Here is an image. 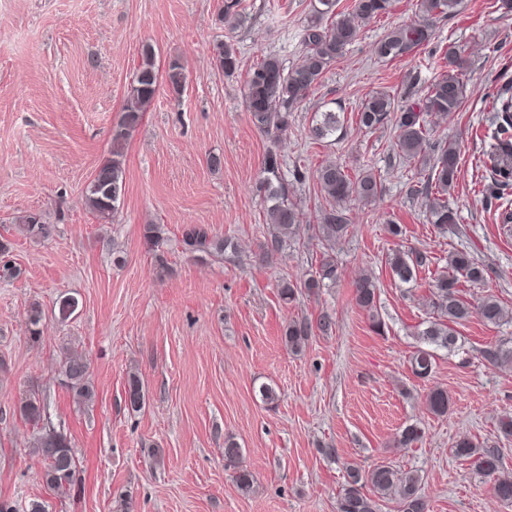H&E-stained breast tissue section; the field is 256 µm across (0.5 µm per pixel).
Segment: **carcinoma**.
I'll return each mask as SVG.
<instances>
[{
    "mask_svg": "<svg viewBox=\"0 0 512 512\" xmlns=\"http://www.w3.org/2000/svg\"><path fill=\"white\" fill-rule=\"evenodd\" d=\"M460 0H419L422 20L389 30L376 44L375 53L380 58L395 59L411 53L414 49L430 43L434 23L448 17L459 6ZM391 0H351L343 12H335L336 0H318L313 15L304 23L301 43L304 47L298 63L287 67L276 55L267 54L247 72L245 108L254 126L266 135L278 136L288 130L292 112L306 96L316 89L327 68L342 57L348 46L360 36L365 25L388 13ZM221 20L240 23L243 13L240 0H224ZM212 52L220 70L227 76L239 71L240 60L230 45L218 41ZM444 71L425 91L410 96L404 105L396 107L391 95L384 91H371L362 100L358 109L359 126L368 130L378 129L393 122L399 156L414 164L419 175L418 184L412 194L422 196L431 223L442 231L456 223L457 214L448 201V194L458 176V144L436 137L428 118L446 117L457 111L466 97L467 84L463 80L465 59L453 44L442 57ZM159 69L155 54L145 48L136 71L133 85L127 92L126 103L118 121L111 131V157L96 168L85 190V204L103 224L111 223L125 189L122 146L138 125L142 114L152 103L159 84ZM182 66L177 61L169 64L168 84L179 93L184 85ZM494 132L490 149L485 155L490 161V173L494 183L499 179L512 178V94L500 92L494 96L492 106ZM344 118L338 112H323L310 129L315 140H325L343 130ZM284 160L274 150L266 152L258 190L265 203L268 241L266 248L278 250L283 242L296 237L299 212L295 203L288 200V191L282 180ZM319 185L329 207L322 211L321 223L313 225L315 236L321 240L325 251L315 274L303 284L313 293L336 283L338 264L334 255L336 241L349 227L345 205L351 198L370 202L382 193V184L375 173L365 170L353 177L346 167L332 159L323 161L315 171ZM23 233L29 238L45 240L52 237L56 227L44 220L37 211H25L14 217ZM143 237L149 250L154 253L158 268L168 270L164 258L165 237L159 224L143 226ZM182 242L190 252L222 255L234 243L228 239L211 235L202 224H187L182 230ZM430 262L427 255L396 250L389 259L393 275L402 283L417 277L420 268ZM470 282L484 279V267L473 256L457 251L448 256L445 270L431 285L430 304L432 320L417 331L422 343L411 359L412 373L420 378L428 377L433 369L435 350H450L457 344L456 327L473 316H478L487 325H500L512 320L509 313L493 295H488L478 304L466 301L457 288V277ZM376 289L371 277L364 276L355 284L356 304L367 310L372 328L383 331V324L376 313ZM43 312L33 305L28 314V330L31 335L43 333ZM334 325L330 314L320 316L316 324L306 319L293 320L284 330V343L289 351L297 354L307 345L313 328L327 333ZM59 375L72 391L75 400L90 402L95 396L90 380V366L76 349L63 348L59 364ZM129 407L141 410L146 402L141 379L130 374L126 387ZM430 411L437 416L448 415L447 392L434 389L428 395ZM21 414L35 423L43 420L45 404L32 397L20 405ZM458 458L472 460L473 468L481 479L491 483L494 495L504 504L512 505V481L497 476L500 455L494 449L481 451L474 442L463 437L456 441L453 449ZM33 454L43 464V478L53 489L70 486L76 475V459L67 435L54 427L42 428L38 434ZM347 479L336 500V512H380L381 503L394 501L399 512H428V503L422 493L420 476L413 472L399 473L391 465L381 463L364 472L355 466L346 467ZM370 492H364V488Z\"/></svg>",
    "mask_w": 512,
    "mask_h": 512,
    "instance_id": "cac0c4a2",
    "label": "carcinoma"
}]
</instances>
